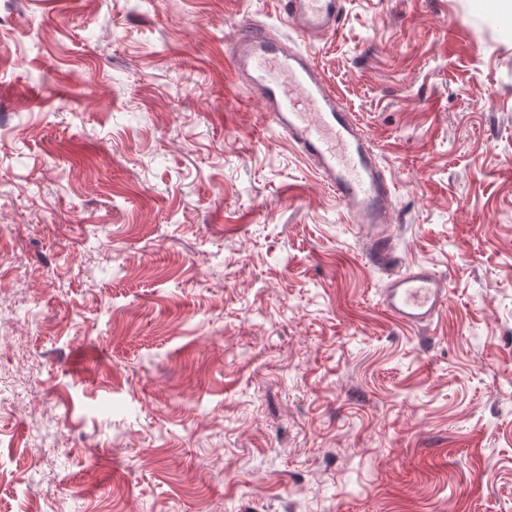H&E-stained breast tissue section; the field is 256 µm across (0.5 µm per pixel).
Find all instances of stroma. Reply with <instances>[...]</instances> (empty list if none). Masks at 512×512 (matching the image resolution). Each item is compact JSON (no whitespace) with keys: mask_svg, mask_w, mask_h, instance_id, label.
<instances>
[{"mask_svg":"<svg viewBox=\"0 0 512 512\" xmlns=\"http://www.w3.org/2000/svg\"><path fill=\"white\" fill-rule=\"evenodd\" d=\"M343 0H0V512H512V16ZM309 52L397 192L382 309L352 217L224 67ZM341 0H283L281 14L298 24L302 37L317 39L336 31ZM447 301V277L422 265L391 270L381 293L385 311L399 323L415 328L430 327Z\"/></svg>","mask_w":512,"mask_h":512,"instance_id":"stroma-1","label":"stroma"}]
</instances>
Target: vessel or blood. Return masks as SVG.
<instances>
[{
	"instance_id": "vessel-or-blood-1",
	"label": "vessel or blood",
	"mask_w": 512,
	"mask_h": 512,
	"mask_svg": "<svg viewBox=\"0 0 512 512\" xmlns=\"http://www.w3.org/2000/svg\"><path fill=\"white\" fill-rule=\"evenodd\" d=\"M341 4L282 0L281 14L298 24L302 37L317 39L335 32ZM224 62L233 84L260 104L262 121L285 136L349 209L368 261L389 272L381 293L385 311L401 324L430 327L447 304L448 279L422 265L393 269L388 217L394 185L311 57L248 18L226 37Z\"/></svg>"
}]
</instances>
